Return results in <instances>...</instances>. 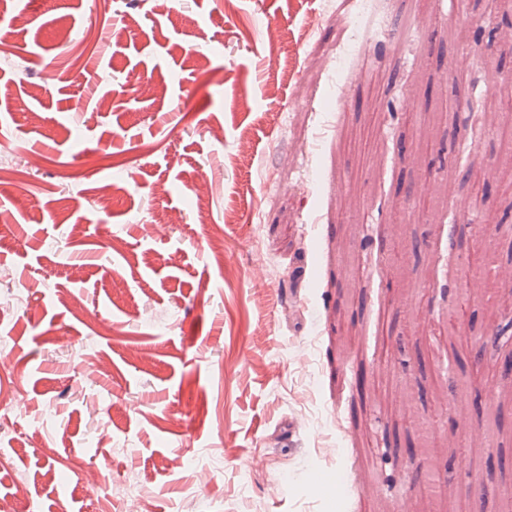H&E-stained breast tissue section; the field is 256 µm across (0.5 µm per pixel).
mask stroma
<instances>
[{"mask_svg": "<svg viewBox=\"0 0 512 512\" xmlns=\"http://www.w3.org/2000/svg\"><path fill=\"white\" fill-rule=\"evenodd\" d=\"M358 3L0 0L14 512H119L75 472L106 460L146 512H500L512 376L467 383L459 336L512 309L499 227L470 230L512 190L474 198L454 141L464 75L512 64V37L467 25L512 0H375L355 41Z\"/></svg>", "mask_w": 512, "mask_h": 512, "instance_id": "1", "label": "stroma"}]
</instances>
